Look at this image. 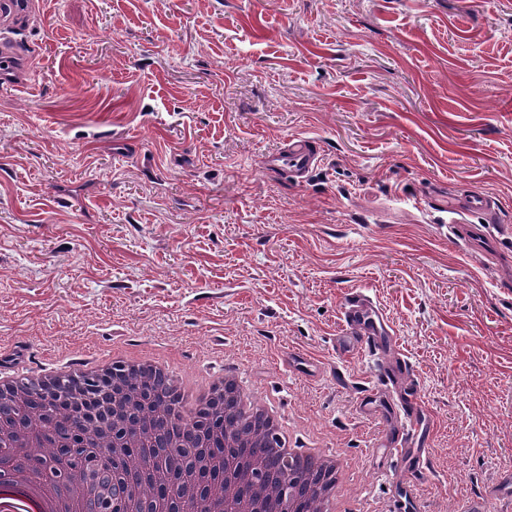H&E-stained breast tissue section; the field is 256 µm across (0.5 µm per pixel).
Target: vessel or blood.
Here are the masks:
<instances>
[{
	"instance_id": "obj_1",
	"label": "vessel or blood",
	"mask_w": 512,
	"mask_h": 512,
	"mask_svg": "<svg viewBox=\"0 0 512 512\" xmlns=\"http://www.w3.org/2000/svg\"><path fill=\"white\" fill-rule=\"evenodd\" d=\"M37 9L38 0H0V79L27 69L29 57L18 50L12 32L29 23ZM318 163L319 153L314 141L305 137L289 139L267 160L269 168L287 172L300 183ZM497 208L496 200L480 192L470 193L464 200L451 205V231L464 242L469 254L485 255L500 249ZM474 214L483 216V223H469V216ZM341 313L347 333L336 339V351L340 357L361 355L383 345H394L395 339L383 314L365 295L348 293ZM423 414L424 408L413 394L390 401L385 407L387 434L383 454L399 462L406 471L407 477L400 483L399 495L409 503L416 499V484L426 465V458L424 449L409 446L407 439L416 435Z\"/></svg>"
}]
</instances>
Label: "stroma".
Listing matches in <instances>:
<instances>
[{
  "mask_svg": "<svg viewBox=\"0 0 512 512\" xmlns=\"http://www.w3.org/2000/svg\"><path fill=\"white\" fill-rule=\"evenodd\" d=\"M18 38L37 55L0 82V371L117 346L238 368L398 512L360 394L403 359L418 512H512V256L480 265L445 227L476 191L512 233V0H46ZM296 135L321 145L300 184L264 166ZM354 290L398 349L337 355Z\"/></svg>",
  "mask_w": 512,
  "mask_h": 512,
  "instance_id": "obj_1",
  "label": "stroma"
}]
</instances>
